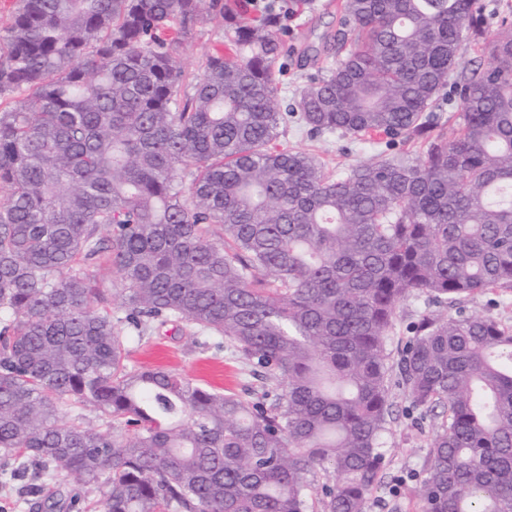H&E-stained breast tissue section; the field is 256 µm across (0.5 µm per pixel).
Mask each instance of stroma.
Instances as JSON below:
<instances>
[{"label": "stroma", "mask_w": 512, "mask_h": 512, "mask_svg": "<svg viewBox=\"0 0 512 512\" xmlns=\"http://www.w3.org/2000/svg\"><path fill=\"white\" fill-rule=\"evenodd\" d=\"M311 10L291 18L286 25L287 69L279 97L290 103L297 89L314 76L325 74L336 64L334 53L323 51V37L339 29L341 9H328L326 0H312ZM312 48L314 56L306 64L297 59L303 48ZM281 143L315 154L327 171L336 173L348 166L375 159L380 149L372 143H352L333 135L310 134L307 129L289 125ZM131 366L176 370L192 382L224 393L251 392L261 395L262 380L253 376L247 361L229 349L218 350L194 336L167 325L155 334L132 339L129 346ZM392 435L384 449L385 466L380 482L373 489L367 512H419L414 492L418 476L425 467L426 440L432 429L428 419H417L404 390L392 387L389 394ZM34 482L29 473H11L0 466V512H30L28 500Z\"/></svg>", "instance_id": "obj_1"}]
</instances>
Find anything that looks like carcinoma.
<instances>
[{
    "label": "carcinoma",
    "instance_id": "cac0c4a2",
    "mask_svg": "<svg viewBox=\"0 0 512 512\" xmlns=\"http://www.w3.org/2000/svg\"><path fill=\"white\" fill-rule=\"evenodd\" d=\"M308 6L20 0L0 33V455L103 489L38 485L36 512H367L387 336L417 297L456 308L424 310L397 361L433 420L422 512H512V326L461 306L512 288V9L487 36L480 0H344L336 66L288 109L282 28ZM208 23L229 51L188 74ZM290 122L382 150L329 175L277 143ZM169 323L227 339L270 403L129 366Z\"/></svg>",
    "mask_w": 512,
    "mask_h": 512
}]
</instances>
